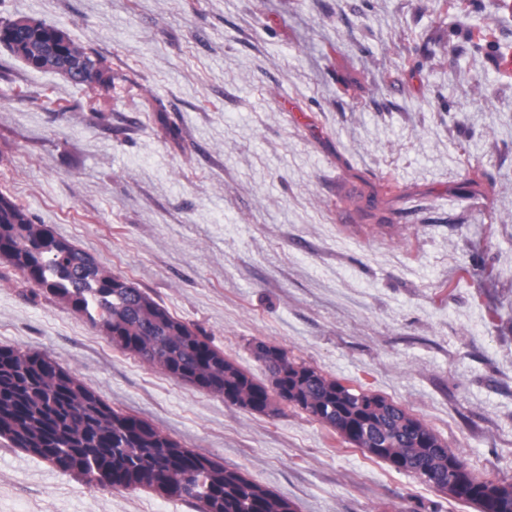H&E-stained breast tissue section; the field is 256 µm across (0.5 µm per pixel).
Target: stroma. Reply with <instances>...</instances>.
Returning <instances> with one entry per match:
<instances>
[{
    "label": "stroma",
    "instance_id": "35a3bbf8",
    "mask_svg": "<svg viewBox=\"0 0 512 512\" xmlns=\"http://www.w3.org/2000/svg\"><path fill=\"white\" fill-rule=\"evenodd\" d=\"M96 56V90L0 47V194L255 381L262 340L512 483V0H0ZM180 130L167 135L166 126ZM481 177L483 189L468 182ZM402 196L363 219L353 198ZM47 353L296 512H477L290 405L249 411L113 347L0 260V346ZM0 512H198L0 438Z\"/></svg>",
    "mask_w": 512,
    "mask_h": 512
}]
</instances>
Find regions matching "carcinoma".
Returning <instances> with one entry per match:
<instances>
[{
    "instance_id": "obj_1",
    "label": "carcinoma",
    "mask_w": 512,
    "mask_h": 512,
    "mask_svg": "<svg viewBox=\"0 0 512 512\" xmlns=\"http://www.w3.org/2000/svg\"><path fill=\"white\" fill-rule=\"evenodd\" d=\"M0 43L26 66L57 72L81 60V84L101 81L98 60L62 28L0 20ZM0 259L103 332L119 350L153 368L250 411L300 408L357 448L435 489L453 481L455 499L478 512H512V483L481 478L431 429L386 398L355 391L297 364L284 349L257 341L253 354L271 385L255 382L198 330L174 317L127 279L37 224L0 196ZM0 437L15 448L77 472L98 488L152 487L201 512H295L288 499L233 468L186 448L151 423L112 409L99 393L41 352L0 346Z\"/></svg>"
}]
</instances>
